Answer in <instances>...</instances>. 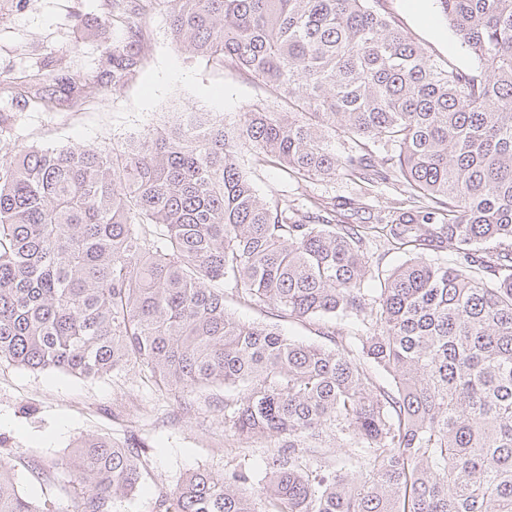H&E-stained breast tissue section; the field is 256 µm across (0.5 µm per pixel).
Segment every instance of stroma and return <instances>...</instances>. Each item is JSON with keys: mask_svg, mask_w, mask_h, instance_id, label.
I'll return each mask as SVG.
<instances>
[{"mask_svg": "<svg viewBox=\"0 0 512 512\" xmlns=\"http://www.w3.org/2000/svg\"><path fill=\"white\" fill-rule=\"evenodd\" d=\"M387 6L434 58L471 66L437 0H387ZM78 13L111 18L112 0H0L1 78L23 71H69L88 78L78 106L60 94L46 111L0 94L6 107L0 114V152L13 153L19 145L49 151L86 144L108 148L171 125L188 108L229 121L249 108H278L260 83L237 68L210 66L176 47L163 0H144L137 17L143 61L122 88L108 91L112 40L77 29ZM240 161L261 196L304 211L322 200L337 201L344 224L378 223L401 191L389 183L361 196L340 176L299 182L279 169L253 165L247 148ZM349 198L355 207L346 206ZM225 306L241 320L278 325L293 340L322 339V320L278 318L232 294ZM149 377L148 368L136 363L95 379L0 363V458L13 468L19 489L39 493L52 512H71L75 492L61 462L88 435L114 441L134 436L144 444L141 485L117 499L114 512H152L159 492L200 468L225 472L246 465L264 472L279 441L234 436L224 423L223 389L160 391Z\"/></svg>", "mask_w": 512, "mask_h": 512, "instance_id": "1", "label": "stroma"}]
</instances>
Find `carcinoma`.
Wrapping results in <instances>:
<instances>
[{
	"instance_id": "1",
	"label": "carcinoma",
	"mask_w": 512,
	"mask_h": 512,
	"mask_svg": "<svg viewBox=\"0 0 512 512\" xmlns=\"http://www.w3.org/2000/svg\"><path fill=\"white\" fill-rule=\"evenodd\" d=\"M124 2L114 90L139 63ZM166 2L176 46L288 111L230 125L191 110L110 149L0 157V361L85 378L142 363L161 390L234 393L237 436L284 441L257 494L242 492L246 468L197 470L154 512H512V0H437L465 69L429 55L385 0ZM243 146L298 181L342 175L361 194L394 181L403 198L386 224H341L334 201L299 214L257 193ZM378 238L411 258L371 270ZM226 287L351 329L291 340L227 312ZM328 435L339 462L306 459ZM143 453L81 438L63 462L74 512H112ZM0 512H40L2 461Z\"/></svg>"
}]
</instances>
